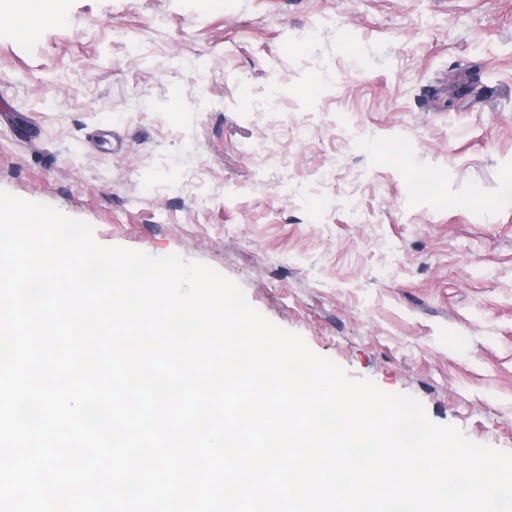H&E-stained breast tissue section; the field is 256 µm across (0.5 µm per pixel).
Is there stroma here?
<instances>
[{
  "mask_svg": "<svg viewBox=\"0 0 512 512\" xmlns=\"http://www.w3.org/2000/svg\"><path fill=\"white\" fill-rule=\"evenodd\" d=\"M0 0V189L177 254L512 452V0ZM25 13L29 16V22L25 27V32L32 38L39 35L41 25L53 18L59 16L55 9L57 0H27Z\"/></svg>",
  "mask_w": 512,
  "mask_h": 512,
  "instance_id": "35a3bbf8",
  "label": "stroma"
}]
</instances>
